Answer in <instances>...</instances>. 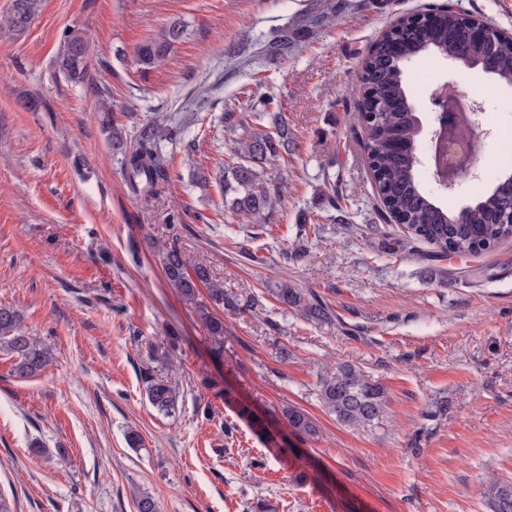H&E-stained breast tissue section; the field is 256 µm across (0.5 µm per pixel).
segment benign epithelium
<instances>
[{
	"label": "benign epithelium",
	"mask_w": 512,
	"mask_h": 512,
	"mask_svg": "<svg viewBox=\"0 0 512 512\" xmlns=\"http://www.w3.org/2000/svg\"><path fill=\"white\" fill-rule=\"evenodd\" d=\"M430 101L435 110L429 123L418 121L419 131L435 145L433 161L440 186L452 192L462 177L475 175L480 142L485 136L479 130L481 107L474 102L466 107L452 94H435Z\"/></svg>",
	"instance_id": "7a95c632"
}]
</instances>
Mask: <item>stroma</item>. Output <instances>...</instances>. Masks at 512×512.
<instances>
[{
    "mask_svg": "<svg viewBox=\"0 0 512 512\" xmlns=\"http://www.w3.org/2000/svg\"><path fill=\"white\" fill-rule=\"evenodd\" d=\"M450 2L512 33V0H42L25 33L0 29V304L54 353L21 378L0 352V497L11 512H135L140 491L161 512H248L258 499L267 512H491L485 484L512 480V239L475 256L411 239L378 197L358 119L362 68L383 30ZM174 20L186 38L142 71L140 44ZM68 28L89 44L80 83L57 65ZM283 29L293 51L266 58L261 47ZM405 82L422 113L447 82L482 107L476 177L446 193L425 139L424 189L461 206L495 187L512 84L425 57ZM104 99L126 132L154 119L179 128L159 143L167 181L156 198L127 190L99 125ZM270 104L293 145L265 169L283 195L255 228L189 171L230 168L231 146ZM173 236L225 290L259 302L225 314L223 359L165 280L153 244ZM295 248L303 262L287 259ZM282 282L322 296L336 325L280 305ZM172 332L180 400L165 415L146 399L155 362L144 344ZM337 362L384 386L383 422L354 430L327 412L318 374ZM289 406L318 422L320 439L295 435ZM130 430L142 447H128Z\"/></svg>",
    "mask_w": 512,
    "mask_h": 512,
    "instance_id": "stroma-1",
    "label": "stroma"
}]
</instances>
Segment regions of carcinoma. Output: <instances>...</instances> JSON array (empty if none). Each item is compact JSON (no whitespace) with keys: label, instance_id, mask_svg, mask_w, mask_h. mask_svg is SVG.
Returning a JSON list of instances; mask_svg holds the SVG:
<instances>
[{"label":"carcinoma","instance_id":"carcinoma-1","mask_svg":"<svg viewBox=\"0 0 512 512\" xmlns=\"http://www.w3.org/2000/svg\"><path fill=\"white\" fill-rule=\"evenodd\" d=\"M41 7V0H13L6 25L20 34L27 30ZM468 18L460 13L435 14L430 26L416 25L407 18L392 25L374 44L362 75V124L371 126L365 142L368 165L384 207L411 237L442 250L461 255L479 254L500 241L512 238V224H498L496 215L504 202L512 204V174L492 191L480 195L470 206L452 210L429 195L418 177V112L409 101L401 63L419 56L453 60L460 55L482 59L494 76L512 84V36L490 29L483 40L467 36ZM185 26L174 21L138 48V62L149 70L162 62L181 42ZM292 48L288 36L277 37L262 53L286 57ZM89 48L76 29L63 32V50L59 66L71 80L80 82L87 73ZM100 124L113 150L123 155L122 171L126 184L138 196L150 198L160 192L166 179L159 153L160 127L146 122L137 130L132 149H127L125 128L116 123L111 106L100 102ZM271 131L253 133L234 147L237 162L218 181L224 202L233 214L258 227L267 223L280 188L264 185V167L288 154L291 131L278 112H268ZM159 253L168 285L183 301L194 307L210 337L216 357L224 355V317L216 310L241 314L257 307L252 298L243 299L224 290V283L213 278L211 269L197 263L189 265L176 242L161 244ZM207 289L209 301L200 297ZM276 300L317 324L332 325L333 310L313 294L288 283L274 290ZM179 346V337L169 336L149 349L160 352L161 365L169 366L171 352ZM0 351L15 358L14 373L22 378L41 372L52 361V350L40 337L23 325V315L12 306L0 305ZM319 398L336 422L347 428L365 429L382 421L386 413L385 388L359 366L338 363L322 369L318 376ZM146 397L151 406L164 414L178 409L179 392L162 374L146 377ZM294 431L307 439L321 435L320 426L305 411L288 407L283 411ZM484 496L491 512H512V481L493 479Z\"/></svg>","mask_w":512,"mask_h":512}]
</instances>
